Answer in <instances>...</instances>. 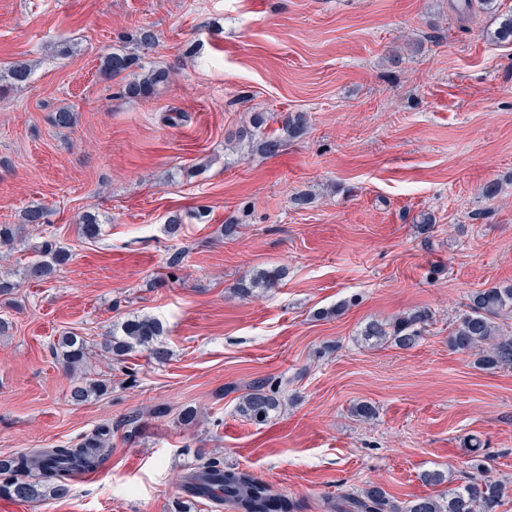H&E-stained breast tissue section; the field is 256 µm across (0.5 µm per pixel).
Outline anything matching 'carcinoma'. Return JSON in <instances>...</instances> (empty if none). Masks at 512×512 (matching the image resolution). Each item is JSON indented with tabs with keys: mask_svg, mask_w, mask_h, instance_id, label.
I'll use <instances>...</instances> for the list:
<instances>
[{
	"mask_svg": "<svg viewBox=\"0 0 512 512\" xmlns=\"http://www.w3.org/2000/svg\"><path fill=\"white\" fill-rule=\"evenodd\" d=\"M492 41L512 44V12L501 17L498 27L490 33ZM157 40L156 33L148 26L126 36L123 44L104 56L101 72L107 80L122 82V91L131 98H147L157 86L167 82L169 71L160 68L145 69L138 54L130 51L128 44L149 50ZM31 65L16 62L8 70L9 79L15 84L27 82ZM253 123L259 130L257 148L266 155H275L284 146L285 139L301 137L308 127L305 112H287L281 117V131L267 133L262 126L267 118L254 114ZM47 224L46 210L41 205L28 207L20 224H0V248H10L26 228L36 230ZM102 234L97 218L86 215L78 225V235L94 241ZM35 260L25 267L26 275L39 280L55 278L69 260L68 253L52 240L34 246ZM284 276L283 269L274 267L251 275L241 276L233 288L243 296H253L258 291L276 287ZM512 314V284L495 285L479 289L468 297L465 313L452 330L450 345L473 357L475 368L492 372L512 367V331L506 333L497 320ZM433 319L427 309H414L388 323L370 321L361 336L375 346L391 344L401 349L419 345L426 328ZM162 323L156 318L134 316L112 327L100 342V349L111 361L120 362L136 350H143L157 362L169 357L168 350L158 343L163 335ZM52 353L66 370L74 374L70 399L80 404L91 395H103L108 384L103 380L84 376L78 369L88 354V342L75 334L61 336L51 346ZM280 405L277 391L265 382L254 384L239 406L247 419L262 423ZM112 426L103 424L76 441H68L53 448H39L0 459V495L37 502L68 492L67 476L76 471L88 472L97 468L110 447ZM470 475L460 484L436 496H421L403 508L392 504L389 494L379 485H369L357 494H346L336 504L338 512H496L505 494V486L480 472ZM183 489L191 497L201 498L213 508L229 506L236 512H294V505L273 491L266 483L250 475L224 468L216 458H207L184 476Z\"/></svg>",
	"mask_w": 512,
	"mask_h": 512,
	"instance_id": "1",
	"label": "carcinoma"
}]
</instances>
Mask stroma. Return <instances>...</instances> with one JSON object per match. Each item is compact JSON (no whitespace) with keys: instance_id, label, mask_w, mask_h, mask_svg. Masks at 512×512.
<instances>
[{"instance_id":"35a3bbf8","label":"stroma","mask_w":512,"mask_h":512,"mask_svg":"<svg viewBox=\"0 0 512 512\" xmlns=\"http://www.w3.org/2000/svg\"><path fill=\"white\" fill-rule=\"evenodd\" d=\"M512 0H0V224L33 204L71 256L25 277L31 234L0 260V459L111 424V449L63 498H0V512H211L182 479L198 450L295 502L336 512L381 485L396 505L437 495L422 473L468 476L480 443L512 512V368L476 370L449 336L470 293L512 282V45L489 34ZM153 26L148 66L171 73L146 100L105 80L123 34ZM67 106L71 128L51 116ZM256 112L309 127L261 154ZM501 187L495 199L483 188ZM309 204L297 205L299 196ZM98 240L78 234L85 213ZM180 214V236L165 222ZM436 220L422 233V214ZM238 223L235 238L223 236ZM275 266L254 297L232 285ZM338 315L323 317V310ZM426 308L424 341L362 342L372 319ZM132 314L159 319L170 357L93 354L107 395L74 405L50 346L99 344ZM269 381L278 411L255 424L241 396ZM362 402L373 419L356 417ZM198 422L183 425V410Z\"/></svg>"}]
</instances>
